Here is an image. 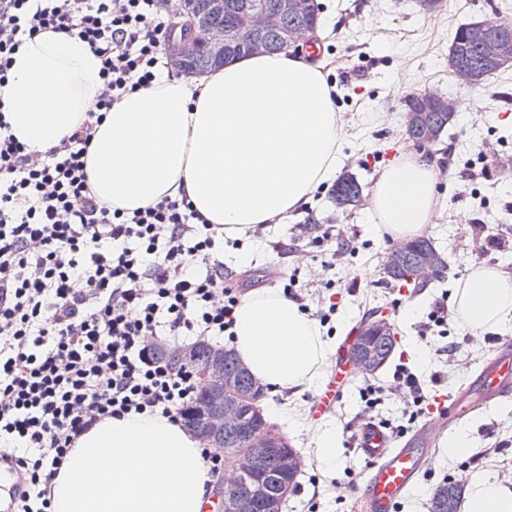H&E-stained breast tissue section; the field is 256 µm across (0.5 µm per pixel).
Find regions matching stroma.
Here are the masks:
<instances>
[{"mask_svg":"<svg viewBox=\"0 0 512 512\" xmlns=\"http://www.w3.org/2000/svg\"><path fill=\"white\" fill-rule=\"evenodd\" d=\"M324 29L321 53L326 79L342 128L338 172L354 174L371 193L386 167L402 162L416 145L404 134V112L416 93L454 94L464 106L440 139L426 147L440 175L434 224L426 236L448 263L445 277L401 297L383 273L392 244L377 233V217L365 205L337 209L333 184L320 186L301 211L280 224L258 225L252 236L224 240V272L239 293L287 290L311 317L330 313L320 332L332 346L329 358L367 314L379 311L395 328L389 362L368 375L355 371L339 393L334 411L313 415L321 380L300 389L265 392L267 418L301 459L297 485L283 512H369L364 495L370 469L353 446L355 429L366 420L408 433L428 431L433 420H411L402 394H385L366 408V383L389 385L398 365L424 382L429 393L455 395L466 388L512 328L485 332L474 344L456 311L448 333L423 332L435 303H451L458 285L475 266L512 275V68L474 85L448 70V48L459 25L512 19V0H443L432 13L416 0H320ZM371 279H362V270ZM339 435L336 462L318 458L317 436L327 425ZM461 441V452L449 450ZM483 474L512 486V399L477 406L458 426L441 435L428 453L424 474L398 512H428L434 490L463 476Z\"/></svg>","mask_w":512,"mask_h":512,"instance_id":"35a3bbf8","label":"stroma"}]
</instances>
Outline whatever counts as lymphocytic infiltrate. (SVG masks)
I'll return each instance as SVG.
<instances>
[{"mask_svg": "<svg viewBox=\"0 0 512 512\" xmlns=\"http://www.w3.org/2000/svg\"><path fill=\"white\" fill-rule=\"evenodd\" d=\"M161 0H0V82L23 38L63 31L102 59L77 130L26 152L0 119V458L25 489L15 512H52V479L75 439L104 417L182 419L196 380L155 336H223L239 296L224 240L186 201L126 213L95 198L85 158L95 127L131 83L158 75Z\"/></svg>", "mask_w": 512, "mask_h": 512, "instance_id": "lymphocytic-infiltrate-1", "label": "lymphocytic infiltrate"}]
</instances>
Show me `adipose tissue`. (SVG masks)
Instances as JSON below:
<instances>
[{"mask_svg": "<svg viewBox=\"0 0 512 512\" xmlns=\"http://www.w3.org/2000/svg\"><path fill=\"white\" fill-rule=\"evenodd\" d=\"M102 60L64 32L24 40L0 85V116L43 154L85 120ZM340 125L321 66L288 52L245 56L162 78L114 101L86 157L97 199L131 212L188 199L230 237L278 223L336 175ZM435 160L385 169L367 200L392 239L425 234L437 204ZM470 328L512 324V281L473 269L453 299ZM235 354L263 386L312 383L328 356L320 332L284 293L247 296L234 313ZM201 440L161 417L105 418L73 443L52 480L54 512H200L212 489ZM463 512H512V489L471 478Z\"/></svg>", "mask_w": 512, "mask_h": 512, "instance_id": "ef3b65f1", "label": "adipose tissue"}]
</instances>
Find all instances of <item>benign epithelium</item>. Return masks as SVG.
Returning <instances> with one entry per match:
<instances>
[{"mask_svg":"<svg viewBox=\"0 0 512 512\" xmlns=\"http://www.w3.org/2000/svg\"><path fill=\"white\" fill-rule=\"evenodd\" d=\"M182 17L180 22H171L170 29L180 31V35H170L165 50L169 66L178 73H189L190 59L194 51H202L215 67L224 61L238 47L244 45L252 54H263L268 49L267 35L278 34L281 44L287 48L301 49L310 45L313 30L304 27H288L281 24L283 16L305 17L312 13L316 0H279L274 10L255 2L242 27H217L209 23L200 12L197 0H181ZM207 33L201 40L196 31ZM468 38L475 44L492 43L493 60L497 68L512 66V27L497 21L477 22L468 27ZM421 113L409 110L404 116V126L412 138L423 146L432 139L429 130L420 131ZM447 270L446 263L439 253L434 252L407 267L404 279L413 284L441 274ZM195 345L182 348L178 352V364L192 369L199 377L201 398L195 419L197 432L213 448L224 454V467L233 469L237 480L230 489L217 488L220 512H251L258 506L262 512H281V504L292 493V481L280 484L276 495L270 496L265 488L251 479L252 469L258 461V453H278L280 449L265 445L256 451L254 436L262 430V419L249 416V408L259 399L260 392L245 394L238 389L233 377L224 374V348L210 347L207 359L200 363ZM240 435L237 447L230 448L227 436Z\"/></svg>","mask_w":512,"mask_h":512,"instance_id":"benign-epithelium-1","label":"benign epithelium"}]
</instances>
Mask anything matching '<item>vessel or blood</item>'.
Returning a JSON list of instances; mask_svg holds the SVG:
<instances>
[{
  "instance_id": "1",
  "label": "vessel or blood",
  "mask_w": 512,
  "mask_h": 512,
  "mask_svg": "<svg viewBox=\"0 0 512 512\" xmlns=\"http://www.w3.org/2000/svg\"><path fill=\"white\" fill-rule=\"evenodd\" d=\"M348 351H341L337 369L318 394L314 408L317 415L330 413L336 406L337 394L349 372ZM490 403L512 397V344L503 343L495 356L476 374L469 391L455 397L433 396L429 411L445 427H452L471 412L470 395ZM428 441L417 435L402 447H393L387 433L376 423L367 422L354 438L357 452L370 461L371 468L365 492L371 512H396L399 502L417 485L424 470ZM23 489L22 480L13 464L0 462V502H11Z\"/></svg>"
}]
</instances>
